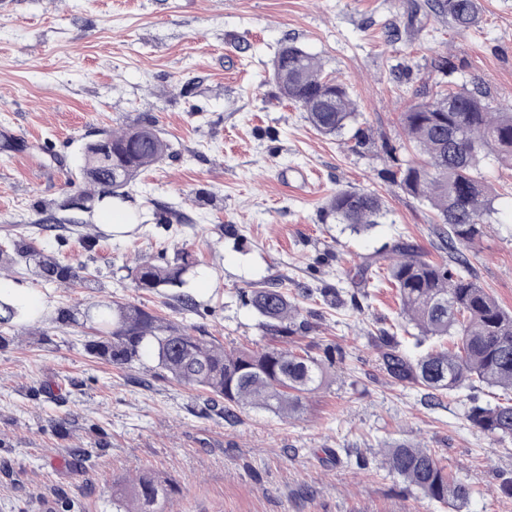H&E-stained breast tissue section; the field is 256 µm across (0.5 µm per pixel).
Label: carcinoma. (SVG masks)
<instances>
[{"label": "carcinoma", "mask_w": 512, "mask_h": 512, "mask_svg": "<svg viewBox=\"0 0 512 512\" xmlns=\"http://www.w3.org/2000/svg\"><path fill=\"white\" fill-rule=\"evenodd\" d=\"M440 13L455 28L469 30L481 22L479 0H435ZM272 80L279 95L292 102L311 126L325 137H336L357 120L358 107L348 85L323 74L312 54L292 41L279 47L272 65ZM488 92L464 85L402 113L408 142L422 156L418 163L399 166L394 181L407 195L425 203L438 224L442 248L464 266L462 250L474 245L493 212L488 186L475 176L486 154L512 167V108L494 109ZM112 152L99 155L96 141L85 145L81 174L97 190V200L123 203L145 168L162 160L169 144L152 125H130L103 131ZM326 211L353 230L382 223L387 210L380 197L356 188L336 190ZM386 264L395 286L401 313L423 336L456 339L452 350H430L409 355L400 350L398 337H381V358L388 374L418 386L431 396L462 389L478 379L491 387L512 391V312L481 288L468 271L454 272L445 264L426 259L401 243ZM28 261L53 274L55 258L43 251L27 252ZM194 263L183 257L173 265L147 260L131 270L137 287L146 291L182 288ZM249 304L276 333L295 332L298 311L282 287L268 284L250 290ZM99 326L91 352L116 366L127 365L144 350L153 353L158 367L177 383L213 394L223 403L224 416L234 408L254 405L290 417L303 410V400L322 385V361L288 348L226 349L185 325L168 322L139 305L112 300L96 307ZM470 422L500 439L512 437V398L494 405L474 406ZM388 471L428 498L451 503L462 512L473 494L471 484L448 475L426 448L403 440L382 451ZM173 491L150 473H140L112 490V512H163L161 503Z\"/></svg>", "instance_id": "1"}]
</instances>
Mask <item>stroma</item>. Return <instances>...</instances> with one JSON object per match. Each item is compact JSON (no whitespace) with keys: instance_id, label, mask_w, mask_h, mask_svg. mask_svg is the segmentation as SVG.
Wrapping results in <instances>:
<instances>
[{"instance_id":"stroma-1","label":"stroma","mask_w":512,"mask_h":512,"mask_svg":"<svg viewBox=\"0 0 512 512\" xmlns=\"http://www.w3.org/2000/svg\"><path fill=\"white\" fill-rule=\"evenodd\" d=\"M413 0H0V277L43 301L0 344V512H112V487L150 472L171 483L165 512H455L381 466L380 448L429 449L474 494L465 512H512V438L467 419L501 389L475 381L427 397L392 382L376 344L401 324L390 283L349 276L405 242L447 264L429 207L389 178L417 160L400 114L417 90L479 84L512 107V0H480L479 28L411 16ZM401 35L391 40L389 28ZM349 86L369 137L326 138L270 79L284 39ZM152 123L170 149L126 203L144 223L124 234L73 208L85 144ZM494 211L465 250L472 277L512 311V168L477 170ZM381 196L382 224L353 232L327 215L337 189ZM85 265L87 283L49 279L17 249ZM190 254L187 311L177 290L136 288L141 259ZM280 284L311 329L296 350L323 359L326 384L305 411L249 406L226 418L209 393L154 370L92 355L85 313L138 304L224 347L277 345L243 290Z\"/></svg>"}]
</instances>
